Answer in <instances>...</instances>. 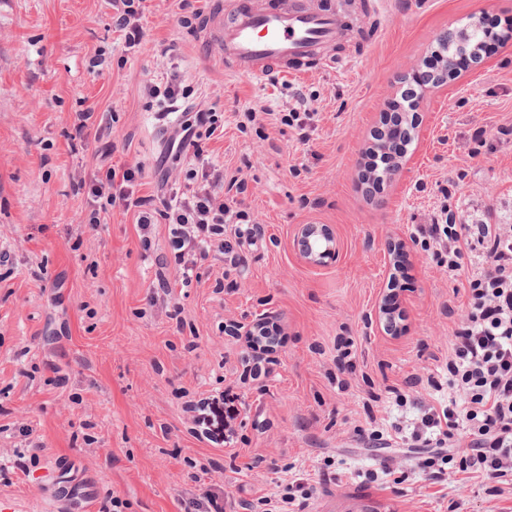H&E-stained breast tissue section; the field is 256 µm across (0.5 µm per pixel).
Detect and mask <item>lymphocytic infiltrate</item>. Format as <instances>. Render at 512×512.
Masks as SVG:
<instances>
[{"label": "lymphocytic infiltrate", "instance_id": "f902f5d3", "mask_svg": "<svg viewBox=\"0 0 512 512\" xmlns=\"http://www.w3.org/2000/svg\"><path fill=\"white\" fill-rule=\"evenodd\" d=\"M433 63L412 74L391 103L383 126L373 140L384 139L388 151L365 155L362 178L381 191L385 174L395 158L405 156L411 142L418 100L432 81ZM142 165L108 169L91 180L93 196L108 195L111 203L139 211L138 226L149 235L151 214L159 212L168 225L167 244L182 286L201 279L211 253H224V227L236 225L239 239L255 244L264 228L239 207L226 202L222 185L212 182L193 194L156 203L154 196L134 190ZM413 241L430 251L440 270L473 269L465 287L466 304L450 342L448 395L416 400L418 411L410 426L392 424L390 431H373V440L392 447L408 435L412 447L429 449L422 467L435 481L450 479L452 472H472L492 479L512 476V224H457L447 211L430 223L414 227ZM226 253V252H225ZM453 462V470L436 467V459Z\"/></svg>", "mask_w": 512, "mask_h": 512}]
</instances>
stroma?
<instances>
[{
  "mask_svg": "<svg viewBox=\"0 0 512 512\" xmlns=\"http://www.w3.org/2000/svg\"><path fill=\"white\" fill-rule=\"evenodd\" d=\"M224 2L198 0L187 27L179 0H146V37L129 49L110 0H0V499L47 512L42 476L63 464L78 512H183L205 487L223 491L224 512H265L262 497L298 478L314 487L304 512L361 502L369 512H512L498 482L429 480L402 449L369 437L400 413L388 389L424 397L427 377L445 374L465 301L466 271L440 272L412 243L414 225L444 205L460 224L512 220V40L461 81L425 91L403 169L383 191L366 195L358 177L372 131L434 37L472 15L512 19V0H385L369 43L356 36L360 0H331L351 32L340 50L360 63L261 84L226 75L211 48ZM173 73L183 107L215 105L219 129L201 146L225 181H246L244 206L265 230L245 266L210 260L187 288L159 261L165 222L143 246L134 211L78 186L105 173V151L143 165L140 194L202 185L193 155L170 158L174 128L159 126L149 94ZM299 94L314 112L305 140L280 121ZM250 107L268 114L249 121ZM89 108L88 134L74 138ZM478 128L490 148L474 157ZM302 224L331 229L333 260L300 258ZM397 240L409 278L391 336L374 308ZM258 319L284 335L259 363L236 329ZM218 393L236 409L224 446L185 411ZM387 457L400 465L385 476Z\"/></svg>",
  "mask_w": 512,
  "mask_h": 512,
  "instance_id": "stroma-1",
  "label": "stroma"
}]
</instances>
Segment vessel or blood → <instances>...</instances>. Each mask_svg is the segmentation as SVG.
Masks as SVG:
<instances>
[{
    "label": "vessel or blood",
    "instance_id": "obj_1",
    "mask_svg": "<svg viewBox=\"0 0 512 512\" xmlns=\"http://www.w3.org/2000/svg\"><path fill=\"white\" fill-rule=\"evenodd\" d=\"M224 13L214 43L234 76L262 82L348 64L329 54L347 35L344 22L319 0H226Z\"/></svg>",
    "mask_w": 512,
    "mask_h": 512
}]
</instances>
